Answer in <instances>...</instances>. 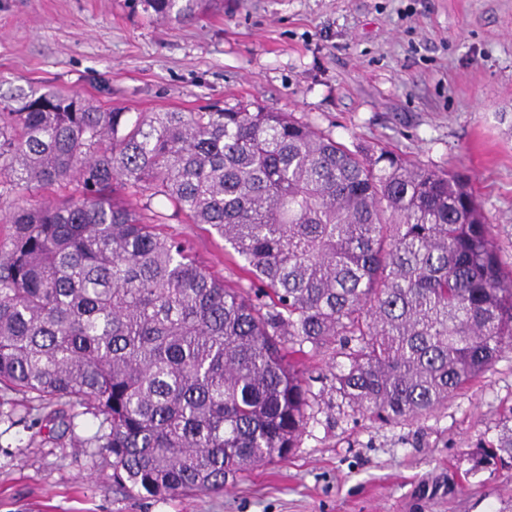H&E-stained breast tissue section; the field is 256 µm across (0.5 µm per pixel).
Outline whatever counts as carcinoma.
Masks as SVG:
<instances>
[{
  "mask_svg": "<svg viewBox=\"0 0 512 512\" xmlns=\"http://www.w3.org/2000/svg\"><path fill=\"white\" fill-rule=\"evenodd\" d=\"M153 22L224 0H129ZM207 224L254 288L187 242ZM346 346L339 393L381 422L448 402L512 346V265L466 178L352 151L285 112H128L48 87L0 97V387L112 458L122 492H221L285 459L310 388L293 353ZM355 342L350 347L348 343ZM160 232L188 239L195 248L197 260L214 276L224 279L229 287L236 288L247 284L241 280L237 268L228 260L224 252V240L209 225L171 221L170 224L160 226Z\"/></svg>",
  "mask_w": 512,
  "mask_h": 512,
  "instance_id": "carcinoma-1",
  "label": "carcinoma"
}]
</instances>
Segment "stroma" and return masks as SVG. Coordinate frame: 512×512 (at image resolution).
<instances>
[{
  "label": "stroma",
  "mask_w": 512,
  "mask_h": 512,
  "mask_svg": "<svg viewBox=\"0 0 512 512\" xmlns=\"http://www.w3.org/2000/svg\"><path fill=\"white\" fill-rule=\"evenodd\" d=\"M47 85L131 112L251 102L464 173L512 263V0H224L174 29L126 0H0V93ZM161 231L241 286L209 225ZM340 361L333 346L301 358L308 423L287 459L164 500L115 492L110 458L48 439L42 412L0 391V512H512V459L481 462L512 413V348L389 423L340 396Z\"/></svg>",
  "instance_id": "obj_1"
}]
</instances>
